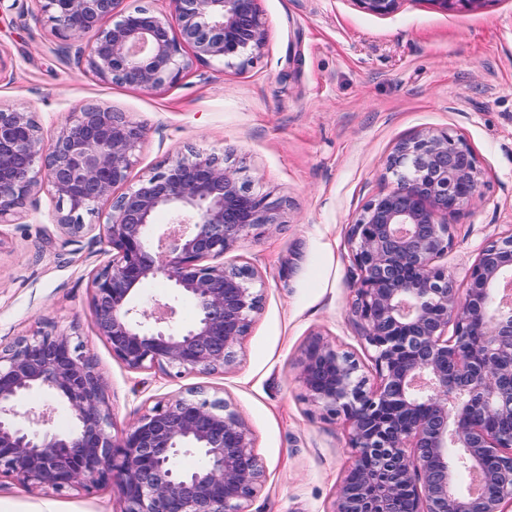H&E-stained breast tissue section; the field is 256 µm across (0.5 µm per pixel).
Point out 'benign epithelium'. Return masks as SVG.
Returning <instances> with one entry per match:
<instances>
[{
    "label": "benign epithelium",
    "mask_w": 512,
    "mask_h": 512,
    "mask_svg": "<svg viewBox=\"0 0 512 512\" xmlns=\"http://www.w3.org/2000/svg\"><path fill=\"white\" fill-rule=\"evenodd\" d=\"M62 38L93 31L78 57L104 79L156 90L192 63L243 66L264 46L260 0H168L170 11L123 9V0H33ZM400 0H356L389 15ZM443 11L482 0H431ZM106 19L108 27L102 26ZM190 51L189 57L183 52ZM144 126L108 107L85 105L45 143L34 113L0 108V223L45 184L65 242L103 244L111 259L92 278L94 325L132 370L223 371L236 359L263 289L249 266L224 254L280 223L224 157L182 155L118 194ZM394 187L371 199L348 230L355 313L375 352L377 383L322 337L300 360L307 397L343 416L353 461L333 512H508L512 506V231L481 249L463 284L448 272L456 213L480 194L483 172L460 138L421 130L386 163ZM110 204L107 222L84 215ZM171 222L155 231L154 216ZM163 279L168 300H142ZM196 307L175 323L174 301ZM42 394L37 415L21 411ZM73 425L52 426L57 406ZM96 363L54 329L0 346V475L29 490L113 484L122 512H246L266 482L252 431L226 401L193 395L158 402L120 434ZM202 464L185 468L183 457Z\"/></svg>",
    "instance_id": "obj_1"
}]
</instances>
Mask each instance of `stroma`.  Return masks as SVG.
<instances>
[{
    "mask_svg": "<svg viewBox=\"0 0 512 512\" xmlns=\"http://www.w3.org/2000/svg\"><path fill=\"white\" fill-rule=\"evenodd\" d=\"M264 48L242 67L195 64L157 90L113 84L58 38L34 0L0 12V107L35 113L52 137L85 104L141 122L129 183L187 149L230 156L281 214L225 254L251 265L263 303L235 363L211 374L132 370L94 327L93 273L102 246L64 244L49 187L0 225V343L57 328L92 356L114 432L158 401L226 400L251 428L267 480L248 512H332L351 461L343 418L307 401L299 360L312 335L350 353L375 378L374 352L354 312L347 242L364 206L391 189L396 144L425 129L462 138L483 185L448 215V270L462 275L512 229V0L444 12L401 0L374 15L356 0H261ZM115 486L31 491L0 477V512H121Z\"/></svg>",
    "mask_w": 512,
    "mask_h": 512,
    "instance_id": "obj_1",
    "label": "stroma"
}]
</instances>
